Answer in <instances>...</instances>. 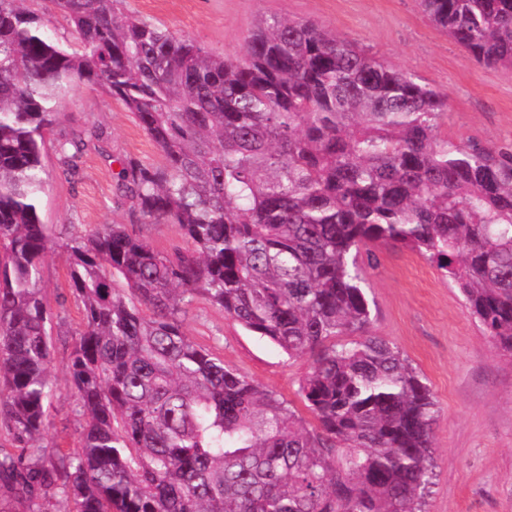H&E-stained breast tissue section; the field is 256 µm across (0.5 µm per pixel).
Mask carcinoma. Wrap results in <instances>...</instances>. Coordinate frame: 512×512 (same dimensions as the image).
Listing matches in <instances>:
<instances>
[{
    "label": "carcinoma",
    "mask_w": 512,
    "mask_h": 512,
    "mask_svg": "<svg viewBox=\"0 0 512 512\" xmlns=\"http://www.w3.org/2000/svg\"><path fill=\"white\" fill-rule=\"evenodd\" d=\"M0 0V387L18 494L70 512H421L439 407L398 347L368 334L375 249L434 263L512 360V144L437 134L448 95L309 21H258L243 52L118 8L120 0ZM478 62L512 67V0H420ZM77 35L65 47L56 17ZM107 89L161 154L118 189L173 256L124 224L64 244L83 318L68 365L87 420L46 458L53 314L42 261L45 132L73 83ZM99 135L61 133L65 174ZM204 298L292 358L303 417L195 343ZM360 339L338 343L341 336Z\"/></svg>",
    "instance_id": "1"
}]
</instances>
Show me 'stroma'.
Instances as JSON below:
<instances>
[{
  "mask_svg": "<svg viewBox=\"0 0 512 512\" xmlns=\"http://www.w3.org/2000/svg\"><path fill=\"white\" fill-rule=\"evenodd\" d=\"M122 8L194 39L214 53L238 54L245 33L266 15L307 20L331 30L387 65L447 93L440 135L461 144L512 142V68L479 64L424 16L419 0H122ZM61 128L102 130L101 148L87 147L67 181L46 135L44 223L69 238L102 224H124L161 252L185 249L175 226L144 224L116 186L120 162L156 164L160 153L134 115L102 87L74 84L57 104ZM368 277L372 335L396 345L427 379L440 408L434 432L436 476L423 512H512V361L469 316L457 290L435 264L393 248L377 251ZM43 288L55 314L48 407V446H76L85 419L67 374L80 314L68 288L61 247L43 260ZM198 344L225 363L301 407L298 383L308 356L288 357L273 345L196 300L184 321Z\"/></svg>",
  "mask_w": 512,
  "mask_h": 512,
  "instance_id": "stroma-1",
  "label": "stroma"
}]
</instances>
